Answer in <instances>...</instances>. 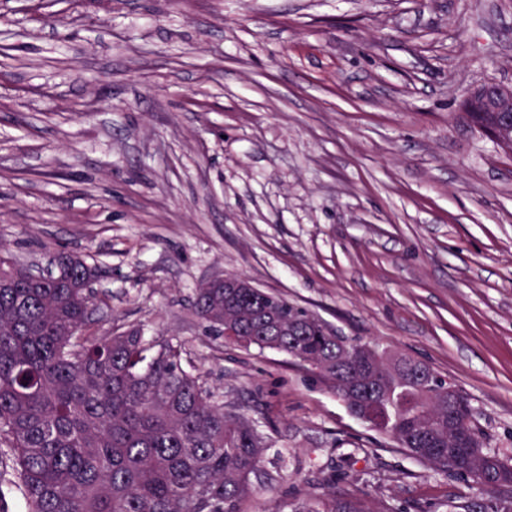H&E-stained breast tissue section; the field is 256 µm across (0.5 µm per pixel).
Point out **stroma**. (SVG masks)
Masks as SVG:
<instances>
[{
	"instance_id": "35a3bbf8",
	"label": "stroma",
	"mask_w": 512,
	"mask_h": 512,
	"mask_svg": "<svg viewBox=\"0 0 512 512\" xmlns=\"http://www.w3.org/2000/svg\"><path fill=\"white\" fill-rule=\"evenodd\" d=\"M0 0V251L99 267L91 333L181 345L272 446L274 490L457 512L479 486L352 417L287 354L213 335L242 275L338 335L430 365L512 459V155L461 93L512 81V0Z\"/></svg>"
}]
</instances>
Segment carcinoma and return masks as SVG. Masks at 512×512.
<instances>
[{
  "instance_id": "cac0c4a2",
  "label": "carcinoma",
  "mask_w": 512,
  "mask_h": 512,
  "mask_svg": "<svg viewBox=\"0 0 512 512\" xmlns=\"http://www.w3.org/2000/svg\"><path fill=\"white\" fill-rule=\"evenodd\" d=\"M57 275L0 274V445L25 512H242L258 493L268 437L226 412L170 341L130 326L86 333L98 268L77 254L52 258ZM224 281L196 289L193 307L224 339L288 354L317 372L353 416L410 457L494 494L508 461L473 426L462 392L431 366L348 341L309 310L263 290L224 300ZM370 351L372 363L356 359ZM461 399L448 428V394ZM473 438L455 453V428ZM300 512H364L354 502L309 500Z\"/></svg>"
}]
</instances>
